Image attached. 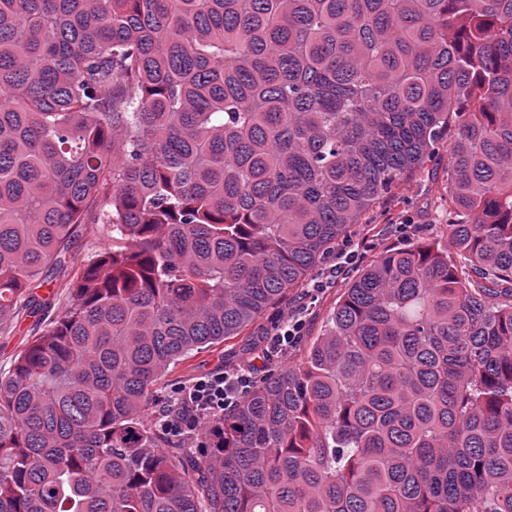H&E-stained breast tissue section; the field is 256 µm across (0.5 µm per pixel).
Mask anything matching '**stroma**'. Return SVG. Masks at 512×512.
Returning <instances> with one entry per match:
<instances>
[{"label":"stroma","mask_w":512,"mask_h":512,"mask_svg":"<svg viewBox=\"0 0 512 512\" xmlns=\"http://www.w3.org/2000/svg\"><path fill=\"white\" fill-rule=\"evenodd\" d=\"M448 149L440 147L437 157L425 161L405 189L387 197L372 213L368 224L357 227L349 243L340 244L315 272V279H330L329 287L312 292L292 290L269 308L243 335L212 346L179 363L164 380L162 392L173 394L179 385L222 366H231L249 358L252 345H263L273 323L294 310H302L305 327L299 342L286 358L273 361L269 368H283L300 357L310 340L323 330L344 288L369 262L388 248H403L422 242H447ZM355 250L353 263H346L347 250Z\"/></svg>","instance_id":"1"}]
</instances>
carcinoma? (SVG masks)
<instances>
[{
    "mask_svg": "<svg viewBox=\"0 0 512 512\" xmlns=\"http://www.w3.org/2000/svg\"><path fill=\"white\" fill-rule=\"evenodd\" d=\"M448 143V246L378 255L192 456L161 382ZM109 242L58 280L73 239ZM0 512H512V0H0ZM60 288H55L51 293H49V289L47 286H44L42 288H34V297L36 298V303H40L41 307L44 308L45 306L50 307L48 309V317L49 318H58L61 316L65 310V304L62 297L57 298L56 293L57 290ZM36 317H27L17 324L11 333H0V371L7 372L25 343L39 336L46 328L48 321H38Z\"/></svg>",
    "mask_w": 512,
    "mask_h": 512,
    "instance_id": "carcinoma-1",
    "label": "carcinoma"
}]
</instances>
